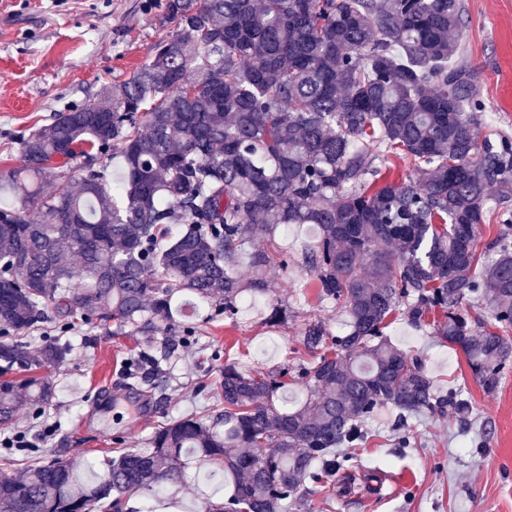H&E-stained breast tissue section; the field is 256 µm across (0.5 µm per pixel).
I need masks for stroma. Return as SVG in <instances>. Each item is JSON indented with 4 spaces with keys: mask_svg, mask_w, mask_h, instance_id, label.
Instances as JSON below:
<instances>
[{
    "mask_svg": "<svg viewBox=\"0 0 512 512\" xmlns=\"http://www.w3.org/2000/svg\"><path fill=\"white\" fill-rule=\"evenodd\" d=\"M166 0H0V181L21 166L18 140L51 123L54 113L96 98L123 82L150 57L172 29ZM464 40L460 64L474 72L487 105L479 136L512 134V0H463ZM278 237L296 264L292 273L272 269V292L257 296L235 320L215 317L196 337L159 323L155 332L91 325L74 318L60 332L55 318L34 331L64 335V359L44 369L53 398L42 414L20 415L0 439L25 432L33 448L0 446V471L18 475L46 453L81 465L102 464L121 448L147 447L167 421L205 413L225 361L256 370L297 372L307 355L301 329L323 321L331 332L345 329L338 304L320 300L300 258L315 231L307 225L279 229ZM288 308V321L269 324L271 304ZM397 348L421 355L440 391L458 390L474 405L467 427L436 414L413 419L402 431L387 424L356 449L353 459L322 482L306 505L288 512H512V366L498 387L484 391L472 378L461 350L429 330L398 317L388 330ZM145 368L138 390L126 385L130 362L147 352L160 356ZM227 481L219 462H191L184 482L170 495H135L126 512H194L202 498L223 501Z\"/></svg>",
    "mask_w": 512,
    "mask_h": 512,
    "instance_id": "1",
    "label": "stroma"
}]
</instances>
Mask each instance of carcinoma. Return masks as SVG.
Returning <instances> with one entry per match:
<instances>
[{
	"mask_svg": "<svg viewBox=\"0 0 512 512\" xmlns=\"http://www.w3.org/2000/svg\"><path fill=\"white\" fill-rule=\"evenodd\" d=\"M165 8L174 29L148 60L22 138L23 164L0 184L12 200L0 207V426L52 398L49 380L18 377L67 352L47 340L32 354L28 334L48 313L145 334L181 324L190 337L204 306L232 320L245 296L271 292L267 269L288 275L283 225L316 230L302 265L319 298L346 309L348 330L304 323L295 406L288 369L226 363L224 409L167 422L89 478L56 458L1 471L0 512H114L180 484L190 454L223 462L232 484L200 512H287L383 414L396 430L425 411L468 417L467 398L438 394L421 358L389 342L398 316L460 348L485 391L512 364V137L476 133L485 105L456 63L462 0ZM111 149L124 171L110 183L94 161ZM388 154L411 172L390 179ZM79 157L78 181L59 180ZM170 224L185 228L166 243ZM480 224L497 229L482 251ZM257 233L267 248L250 252L245 282L239 258Z\"/></svg>",
	"mask_w": 512,
	"mask_h": 512,
	"instance_id": "obj_1",
	"label": "carcinoma"
}]
</instances>
